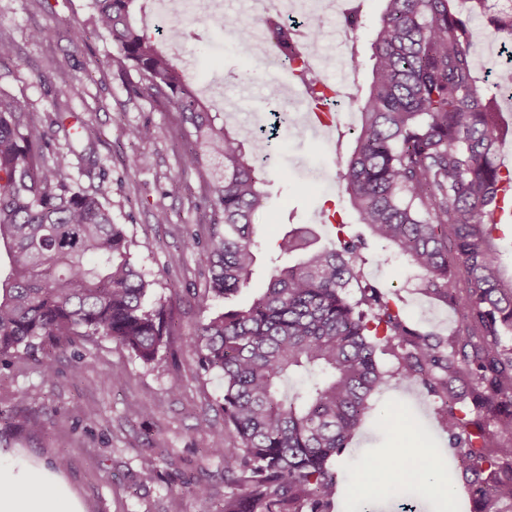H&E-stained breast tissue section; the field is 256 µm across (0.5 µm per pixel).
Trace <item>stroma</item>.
<instances>
[{"label":"stroma","mask_w":512,"mask_h":512,"mask_svg":"<svg viewBox=\"0 0 512 512\" xmlns=\"http://www.w3.org/2000/svg\"><path fill=\"white\" fill-rule=\"evenodd\" d=\"M381 6V0H364L363 21L350 31L359 49L355 65L363 88L371 80L370 44ZM90 15L88 0H0V40L16 51L12 59L0 61V91L43 123L54 118L57 101H68L67 126L85 129L95 141L93 158L71 156L68 173L85 188L103 177L111 180L107 206L115 223L124 225L134 260L155 279L156 293L170 299L172 334L166 358L158 364L133 358L113 341L79 338L51 357L22 352L0 366V412L10 418L0 425V478L19 481L41 470L53 472L60 507L77 512H221L224 460L209 449L224 428V386L201 369L191 346L198 322L222 307L206 292L208 274L200 255L212 234L204 220L212 170H182L184 141L176 113L155 103L149 92L127 93L122 76L107 63L116 47L90 30ZM253 23L248 0H221L219 21L185 18L187 35L170 51L216 107L228 98L235 101L238 112L227 124L249 145L279 109L283 84L299 85L236 53L239 30ZM69 27L87 28L82 50L65 36ZM37 28L46 29L47 37L31 40ZM46 74L51 77L47 83L42 80ZM130 126L147 128V137L128 139L124 130ZM337 138L334 129L324 137L307 129L277 147L274 163L264 171L265 207L254 217L262 246L240 302L265 288L277 257L274 243L290 225H312L326 245L336 241L339 225L358 231L337 177ZM140 154L148 156V165L127 168L126 158ZM176 174L183 189L173 195L168 179ZM160 211L167 223H156ZM190 237L195 246L187 245ZM364 274L410 323L444 337L453 330L455 307L417 288L404 262H371ZM80 353L92 366L78 374L74 358ZM175 384L180 387L176 393L171 390ZM21 391L30 395L23 404L15 400ZM370 403L372 419L340 459L339 484H347L378 448L374 419L390 409L414 419L415 437L424 447L447 448L438 402L421 385L390 383L374 392ZM204 421L210 432L200 430ZM61 455L67 464L59 468L55 461ZM148 459L154 460L153 469L145 468ZM200 484L207 487V497L194 495Z\"/></svg>","instance_id":"stroma-1"}]
</instances>
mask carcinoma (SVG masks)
<instances>
[{
    "label": "carcinoma",
    "mask_w": 512,
    "mask_h": 512,
    "mask_svg": "<svg viewBox=\"0 0 512 512\" xmlns=\"http://www.w3.org/2000/svg\"><path fill=\"white\" fill-rule=\"evenodd\" d=\"M137 0H90L91 23L117 49L112 63L129 92L147 90L179 115L185 169L217 160L207 196L214 231L201 258L207 292L224 301L193 338L202 369L224 384L223 512H329L334 463L371 410L368 399L395 379L421 384L440 403L448 437V485L460 480L470 512H512V273L498 263L494 215L512 171L497 147L512 136L500 97L488 96L470 43L509 39L512 15L471 26L451 0H382L371 44L372 80L345 97L360 124L339 135L336 154L358 224L338 244H319L307 224L277 241L288 261L272 268L247 307L254 216L263 209L264 166L199 97L139 25ZM292 75L310 91L325 85L293 57ZM57 118L35 121L0 95V364L49 342L110 339L145 363L164 359L168 300L132 261L124 225L106 203L112 183L85 189L56 150ZM379 264L403 259L424 291L457 308L446 338L411 327L390 299L362 284L371 242ZM356 283L359 296L348 292ZM397 361L380 367L378 356ZM307 379L298 388L294 377Z\"/></svg>",
    "instance_id": "carcinoma-1"
}]
</instances>
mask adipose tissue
<instances>
[{
    "mask_svg": "<svg viewBox=\"0 0 512 512\" xmlns=\"http://www.w3.org/2000/svg\"><path fill=\"white\" fill-rule=\"evenodd\" d=\"M399 435L400 445L394 455V465L386 470L369 469L353 478L352 493L371 503L380 496L384 485L397 479L421 483L431 497L455 499L456 491L442 479L437 458L431 452L413 448L408 427H400ZM42 497L38 483L20 487L0 479V512H49Z\"/></svg>",
    "mask_w": 512,
    "mask_h": 512,
    "instance_id": "ef3b65f1",
    "label": "adipose tissue"
}]
</instances>
